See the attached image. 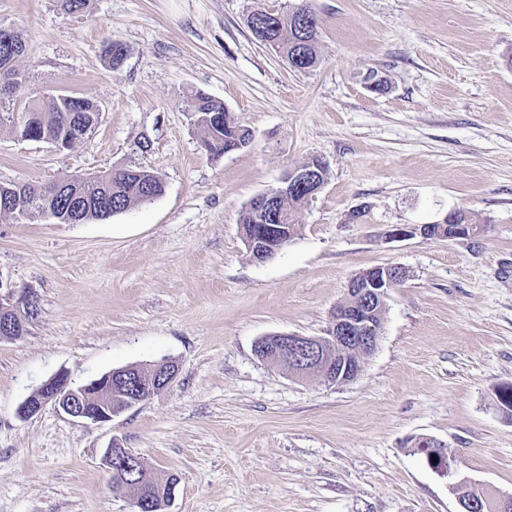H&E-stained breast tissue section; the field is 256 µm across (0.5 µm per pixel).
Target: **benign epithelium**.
<instances>
[{"mask_svg": "<svg viewBox=\"0 0 512 512\" xmlns=\"http://www.w3.org/2000/svg\"><path fill=\"white\" fill-rule=\"evenodd\" d=\"M319 173L312 162L294 168L284 175L275 192L254 198L253 210L259 227L246 240L254 261L271 260L277 253L278 242L286 236L293 237L294 227L281 223L282 201L298 191L304 192L305 199H314L323 187ZM92 178V174L74 175L58 184L57 190L67 191L77 202L80 200L79 186ZM481 231V225L457 212L449 214L440 223L420 226V234L427 238L474 239ZM405 277V269L398 265L376 267L359 274L348 285V300L336 307L328 335L279 333L274 336V348L267 361L290 367L297 378L316 374L324 381L338 385L354 380L361 372L362 356L376 348L377 336L368 333L372 318L385 309L389 289ZM37 315L35 294L16 291L0 276V340L26 335ZM177 375L178 366L170 359L115 369L81 385L74 384L69 374L61 371L44 381L22 402L19 414L33 416L45 405L52 404L72 418L96 424L108 423L142 400L166 389ZM423 452L429 459L437 457L434 469L439 475L451 479L458 473L456 458L435 447V441H429ZM507 503L508 499H494L479 487L470 489L468 496L460 499L463 512H469L472 504L504 509Z\"/></svg>", "mask_w": 512, "mask_h": 512, "instance_id": "benign-epithelium-1", "label": "benign epithelium"}]
</instances>
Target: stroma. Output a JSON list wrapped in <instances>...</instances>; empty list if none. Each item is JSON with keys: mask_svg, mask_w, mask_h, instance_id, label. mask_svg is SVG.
<instances>
[{"mask_svg": "<svg viewBox=\"0 0 512 512\" xmlns=\"http://www.w3.org/2000/svg\"><path fill=\"white\" fill-rule=\"evenodd\" d=\"M299 0H0L40 97L100 108L59 151L0 127V182L147 169L163 195L104 221L0 216V275L32 291L26 336L0 340V512H135L111 444L178 484L162 512H461L416 439L460 477L512 496V0H310L318 64L290 69L246 25ZM127 48L118 68L108 40ZM221 100L252 139L210 156L184 111ZM327 180L296 238L255 262L240 216L288 170ZM466 213L474 239H393ZM399 265L358 377L296 379L260 359L273 333L325 335L351 279ZM175 360L164 391L94 424L20 404L67 371L79 384ZM428 442V448H422L421 451L426 453L427 458L439 475L447 477V479H452L454 476H456L459 469L456 458L453 456H448L447 453H444L443 448H435V441L429 439ZM432 455L437 457L436 463H432Z\"/></svg>", "mask_w": 512, "mask_h": 512, "instance_id": "obj_1", "label": "stroma"}]
</instances>
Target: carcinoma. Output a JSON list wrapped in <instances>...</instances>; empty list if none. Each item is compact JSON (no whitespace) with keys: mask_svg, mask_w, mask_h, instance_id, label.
<instances>
[{"mask_svg":"<svg viewBox=\"0 0 512 512\" xmlns=\"http://www.w3.org/2000/svg\"><path fill=\"white\" fill-rule=\"evenodd\" d=\"M251 33L264 29L270 33L279 47V53L288 65L299 71L308 70L318 63L317 42L293 45L294 26L288 25V13L257 7ZM29 76L15 69L12 83V96L6 101L0 100V125L12 126L17 135L25 140L34 141L39 137H52L72 148L79 142L74 129L81 130L86 137L95 129L99 109L89 99L70 95L68 97L51 96L46 103L28 102L21 115L12 111L13 102L24 95ZM188 112L196 128L203 149L212 156L223 155L232 146H246L251 140L250 130L242 126L224 106V102L200 94L186 100ZM57 183L47 185L25 184L31 197L21 199L18 207H3L0 213L24 214L44 213L43 206L48 205L61 214H71L70 198L63 192L56 193ZM163 182L158 175L145 169H121L105 174V177L85 183L83 187L84 206L82 221L105 220L127 210L135 204L148 203L162 194ZM118 466L112 471V485H117L129 470L143 468L140 457L127 451L119 456Z\"/></svg>","mask_w":512,"mask_h":512,"instance_id":"1","label":"carcinoma"}]
</instances>
